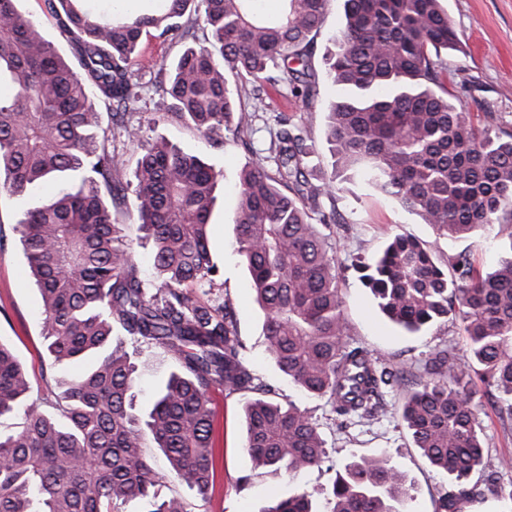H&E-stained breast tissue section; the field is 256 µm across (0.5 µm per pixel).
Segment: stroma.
<instances>
[{"mask_svg": "<svg viewBox=\"0 0 512 512\" xmlns=\"http://www.w3.org/2000/svg\"><path fill=\"white\" fill-rule=\"evenodd\" d=\"M458 37V47L442 51L447 72L448 92L462 102L474 121L492 131H512V0H441ZM344 25L343 0H331L320 34L314 44L312 65L319 74V94L313 107L287 90H272L262 99L242 91L241 104L252 112L250 131L224 132L221 142L205 139L198 131L168 113L154 89L141 93L126 115L127 125L140 135L127 139L123 128L115 125L110 113H103L102 127L112 140L120 162L118 180L134 181L141 155L140 144L165 138L182 151L201 157L222 174L216 190V204L210 218V248L219 267L217 275L196 291L204 302L230 303L237 331L244 344L245 362L270 391L271 399L294 402L306 409L320 426L326 441L328 466L311 468L288 477L272 470H253L243 447L245 435L240 393L215 391L212 394L213 440L216 472L207 499L168 477L162 495L187 501L191 512H262L271 502L306 491L312 493L315 508H322L321 492L329 488L337 471L364 457H383L406 477L410 495L406 512H437L442 492L453 484L452 477L435 470L415 447L410 431L401 419V407L411 388L424 376V367L437 350L450 346L464 356L466 342L457 324L437 323L419 334L404 332L379 310L369 288L354 270L357 260L369 259L387 240L408 232L426 244L439 261L460 251L468 252L478 270L496 267L505 257L493 228L467 237H442L419 217L404 210L361 178L341 183L333 196L321 198L323 210H335L339 221L323 226L336 254V273L344 302V316L350 334L370 354L390 365L401 367L403 381L386 395L387 412L379 420L340 428L331 418L324 401L300 395L265 351L264 315L254 299L250 278L241 256L235 250L234 224L239 205L238 181L242 168L267 148L270 134L276 131L274 117L285 112L293 116L308 144L313 147L306 159L318 175L331 173V159L325 142L324 106L334 99L335 86L324 79L322 55L328 38ZM126 125V126H127ZM24 206L14 198L0 195V342L13 350L25 367L33 386V398L55 388L56 379L78 371L75 363L52 364L41 335V296L30 277L20 243L18 222ZM125 244L133 251L139 276L155 277L151 250L137 222L131 201L112 208ZM136 354L138 376L135 403L148 410L165 384L175 361L162 349L126 340ZM478 418L483 428L482 468L473 471L468 484H484L488 472H496L498 486L512 488V467H499L501 458H512V424L501 421L492 403L477 396Z\"/></svg>", "mask_w": 512, "mask_h": 512, "instance_id": "stroma-1", "label": "stroma"}]
</instances>
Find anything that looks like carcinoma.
Instances as JSON below:
<instances>
[{"instance_id":"1","label":"carcinoma","mask_w":512,"mask_h":512,"mask_svg":"<svg viewBox=\"0 0 512 512\" xmlns=\"http://www.w3.org/2000/svg\"><path fill=\"white\" fill-rule=\"evenodd\" d=\"M18 2L0 0V86L11 88L0 94V193L23 199L46 180L63 182L23 212L20 242L50 355L89 365L61 380L59 393L29 404L28 374L0 342V416H24L20 430L0 434V512H122L136 498L148 501L147 512H190L182 498L158 497L165 475L143 448L150 441L161 449L174 478L205 499L216 470L211 392L262 391L229 305L221 314L193 293L218 272L209 220L219 173L164 138L141 145L134 206L156 270L144 282L112 222L123 188L97 103L118 114L150 84L206 137L233 120L239 132L251 127L231 76L257 97L285 87L309 108L318 85L311 47L328 0H281L273 17L255 0H165L162 13L110 20L83 0H43L76 66ZM344 11L323 56L327 77L343 90L325 109L331 176L311 182L303 165L310 148L282 113L267 154L241 172L235 224L269 356L303 395L326 400L342 426L385 412L399 376L351 338L336 254L311 222L313 210L331 222L319 198L358 173L442 236L498 225L512 253V132L493 136L448 100L440 50L458 39L439 0H344ZM188 12L202 20L205 43L145 79L136 63L142 39L187 38ZM358 269L380 311L407 331L460 324L464 363L450 348L436 353L401 418L429 463L459 481L438 512H465L482 496L461 484L483 465L477 385L512 422V256L483 274L465 252L441 265L400 233ZM116 326L178 364L145 415L134 404L137 366L114 341ZM243 409L254 467L293 476L325 462L318 424L295 403L261 396ZM408 498L402 472L362 459L337 474L325 512H404ZM311 503L302 492L264 512H313Z\"/></svg>"}]
</instances>
